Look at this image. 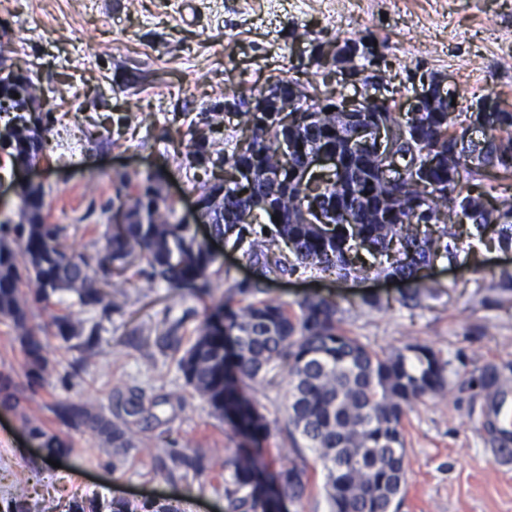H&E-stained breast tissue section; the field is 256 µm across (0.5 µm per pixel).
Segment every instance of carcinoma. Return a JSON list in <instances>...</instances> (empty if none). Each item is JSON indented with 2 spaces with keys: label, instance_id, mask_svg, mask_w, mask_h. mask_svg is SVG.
Wrapping results in <instances>:
<instances>
[{
  "label": "carcinoma",
  "instance_id": "carcinoma-1",
  "mask_svg": "<svg viewBox=\"0 0 512 512\" xmlns=\"http://www.w3.org/2000/svg\"><path fill=\"white\" fill-rule=\"evenodd\" d=\"M316 58L317 65L345 69L366 84L369 77L362 73L379 66L382 54L373 40L360 37L322 42ZM289 84L296 91V116L271 112L266 126L254 127L252 112H245L250 135L224 157V186L212 185L199 195L213 233L242 251L257 277L224 288V303L196 327L177 367L211 413L252 443L224 459V498L231 512H282L286 503L301 502L309 485L304 462L267 470L262 456L269 428L247 397L254 384L271 382L283 368L289 378L285 429L291 440L299 437L317 453L330 512H398L407 482L405 409L444 393L445 364L421 345L379 356L342 327L333 301L306 299L290 312L259 295L266 281L303 269L342 279L397 278L406 285L404 304L416 307L423 296L421 270L437 259L457 262L462 236L511 249L512 195L496 194L488 180L512 181V109L501 102L498 112L476 113L475 120L486 125L483 142L476 143L468 130L454 128L450 113L429 104L416 118L394 111L387 101L377 104L381 111L372 116L400 136L402 171L393 179L372 151L352 141L351 121L324 111V100L298 82ZM35 96L29 80L0 76V112L13 113L0 135V151L13 165L34 163L45 150L40 127L27 125L16 112ZM283 139L294 145L286 160ZM322 149L343 159V171L301 183L305 158ZM241 165L253 169L252 181L234 179ZM162 180L160 173H148L131 191L130 181L120 179L112 207L124 212L125 233L108 239L97 260L108 276L104 281L90 273L87 258L66 245L64 227L48 222L43 186L20 190L17 219L0 224V319L13 328L30 387L41 385L50 370L49 337L91 354L98 334V325L87 330L67 315L33 325L30 304L48 306L65 291L94 307L103 301L101 286H121L109 276H125L137 259L145 262L150 282L196 297L210 292L215 255L195 225L175 218ZM251 211L264 227L259 239L251 238V225L240 223ZM273 214L279 222L271 221ZM53 412L71 428L105 437L119 459L135 449L130 427L84 404L60 401ZM29 433L48 456L70 451L66 440L39 423L29 422ZM166 456L171 475L204 470L190 455ZM27 483L22 475L16 478L18 499L5 512H56L50 502L29 504Z\"/></svg>",
  "mask_w": 512,
  "mask_h": 512
}]
</instances>
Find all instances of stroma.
Returning a JSON list of instances; mask_svg holds the SVG:
<instances>
[{
    "instance_id": "1",
    "label": "stroma",
    "mask_w": 512,
    "mask_h": 512,
    "mask_svg": "<svg viewBox=\"0 0 512 512\" xmlns=\"http://www.w3.org/2000/svg\"><path fill=\"white\" fill-rule=\"evenodd\" d=\"M365 35L381 42L377 85L392 91L398 108L423 78L446 77L458 90L457 124L470 121L478 97L496 92L512 104V0H0V54L11 72L31 79L44 104L47 142L70 134L75 151H46L38 178L50 223L62 225L70 249L89 261L103 254L115 229L112 198L120 177L164 175L163 190L177 216L190 214L202 185L224 177V156L242 139V119L227 112L233 94L251 93L279 79L319 87L335 97L342 77L312 65L315 45ZM213 142L208 160L191 155L199 135ZM217 261L214 288L198 299L129 275L110 295L111 313L57 294L51 315L100 323L93 353L50 338L51 370L37 390L24 375L20 347L0 322V375L9 376L21 407H0V502L15 496L18 474L28 493L68 512L76 500L112 512L116 501L170 502L179 512H227L224 458L242 436L214 417L184 381L165 332L180 319L190 335L206 311L224 300L225 281L252 271L239 251L211 238ZM512 271V250L465 244L458 269L437 262L422 281L432 290L420 306L400 301L399 284L342 281L297 273L270 284L268 299L295 306L308 296L336 301L345 329L379 354L421 344L446 364L444 395L414 402L403 422L407 483L400 512H512V453H504L485 417L487 392L474 383L497 369L512 381V290L499 288ZM288 379L251 397L269 424L264 462H288L283 432ZM151 411L134 428L136 449L115 464L99 435L63 425L51 412L74 400L117 419L130 396ZM43 424L71 443L58 465L48 463L28 430ZM204 454L198 476L168 477L161 449Z\"/></svg>"
}]
</instances>
